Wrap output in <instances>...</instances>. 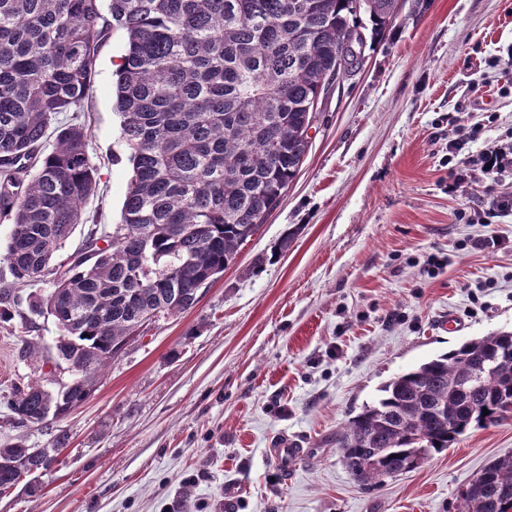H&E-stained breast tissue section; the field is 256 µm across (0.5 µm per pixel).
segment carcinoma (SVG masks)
Returning a JSON list of instances; mask_svg holds the SVG:
<instances>
[{
	"label": "carcinoma",
	"instance_id": "cac0c4a2",
	"mask_svg": "<svg viewBox=\"0 0 512 512\" xmlns=\"http://www.w3.org/2000/svg\"><path fill=\"white\" fill-rule=\"evenodd\" d=\"M400 0H0V222L14 282L51 291L31 310L53 317L70 381L14 387L13 419L38 427L91 396L125 345L184 312L266 223L309 148L307 110L336 69L397 17ZM368 15L371 25L361 21ZM127 48L116 108L132 177L112 232L88 234L56 261L98 168L89 129L61 125L89 94L110 32ZM52 150L43 153L50 135ZM512 406V331L473 338L379 387L336 445L360 482L419 468ZM488 415H483V410ZM44 469L36 449L0 448V494ZM459 493L457 512L512 509V455Z\"/></svg>",
	"mask_w": 512,
	"mask_h": 512
}]
</instances>
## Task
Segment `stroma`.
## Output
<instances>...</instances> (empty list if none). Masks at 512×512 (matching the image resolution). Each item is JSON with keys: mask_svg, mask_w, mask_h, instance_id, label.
<instances>
[{"mask_svg": "<svg viewBox=\"0 0 512 512\" xmlns=\"http://www.w3.org/2000/svg\"><path fill=\"white\" fill-rule=\"evenodd\" d=\"M114 31L78 113L98 189L90 222L118 223L131 177L119 136ZM477 135L452 156L459 129ZM512 145V0H403L363 64L323 97L311 146L279 206L198 304L151 324L61 420L16 426L7 400L49 371L59 330L14 283L0 223V447L69 441L39 480L0 494V512H456L458 493L512 454V418L467 433L415 471L373 486L342 463L336 434L380 385L462 342L512 328V172L453 176L467 157ZM495 239L492 250L475 247ZM287 248H280V241ZM453 319V330L442 329ZM37 347L24 356L25 347ZM303 450L281 475L279 438Z\"/></svg>", "mask_w": 512, "mask_h": 512, "instance_id": "stroma-1", "label": "stroma"}]
</instances>
